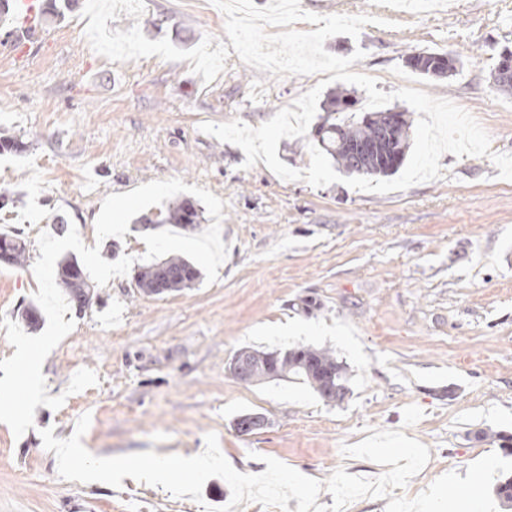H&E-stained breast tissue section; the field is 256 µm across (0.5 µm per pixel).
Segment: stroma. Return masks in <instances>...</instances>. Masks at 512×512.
Wrapping results in <instances>:
<instances>
[{"label": "stroma", "mask_w": 512, "mask_h": 512, "mask_svg": "<svg viewBox=\"0 0 512 512\" xmlns=\"http://www.w3.org/2000/svg\"><path fill=\"white\" fill-rule=\"evenodd\" d=\"M424 14L404 0H300L318 15H371L358 37L335 35L338 57L363 50L358 72L393 92L411 87L456 102L512 153V91L490 73L512 47V0H447ZM0 17V229L27 243L0 263V380L21 344L47 347L38 396L0 390V512H205L231 489L208 479L201 501L127 478L121 487L59 477L41 440L82 438L96 456L155 451L193 456L215 433L225 458L258 474L276 458L326 481L336 470L372 478L381 467L342 445L367 429L400 430L430 459L394 496L416 497L439 476L501 453L512 435V185L490 158L444 154L438 179L387 194L342 183L280 179L264 162L199 130L234 119L256 127L322 86L366 101L321 75L277 77L241 61L212 0H78L47 17L34 43ZM462 64L445 78L415 72L409 55ZM175 199L196 226L158 223ZM65 220V233L43 225ZM115 241L114 257L104 255ZM179 256L192 288L143 294L140 267ZM76 259L92 285L74 307L56 281ZM38 331L22 320L27 305ZM335 352L349 394L327 402L289 379L245 383L227 364L242 348ZM266 418L239 435L235 418Z\"/></svg>", "instance_id": "obj_1"}]
</instances>
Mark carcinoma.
<instances>
[{
    "label": "carcinoma",
    "instance_id": "obj_1",
    "mask_svg": "<svg viewBox=\"0 0 512 512\" xmlns=\"http://www.w3.org/2000/svg\"><path fill=\"white\" fill-rule=\"evenodd\" d=\"M512 57V50L504 48L499 61L491 73L494 84L501 89L512 90V75L504 78L500 69L506 56ZM438 52L416 53L409 57L408 63L419 74L441 77L457 70L460 59L448 57V64H438ZM393 126L388 150L389 160L381 163L372 156L352 153L353 146L368 144L379 136L386 126ZM412 121L407 112L387 109L368 112L361 121L353 122L328 117L312 130L315 146L329 156L336 168L348 174L365 176H389L396 173L405 163L411 147ZM161 224H180L184 227L197 223L199 209L185 201L173 202L160 212ZM26 243L18 234L0 233V263L17 265L24 261ZM198 269L189 261L180 257H169L153 263L136 275V284L143 292L152 295L180 291L190 288L199 280ZM58 285L69 292L75 303H80L83 292L92 285L80 264L67 259L58 267ZM240 353L251 362V376L262 381L266 378L281 376L302 380L324 400L344 399L349 392V372L345 363L326 348L298 346L285 351H260L243 348Z\"/></svg>",
    "mask_w": 512,
    "mask_h": 512
}]
</instances>
